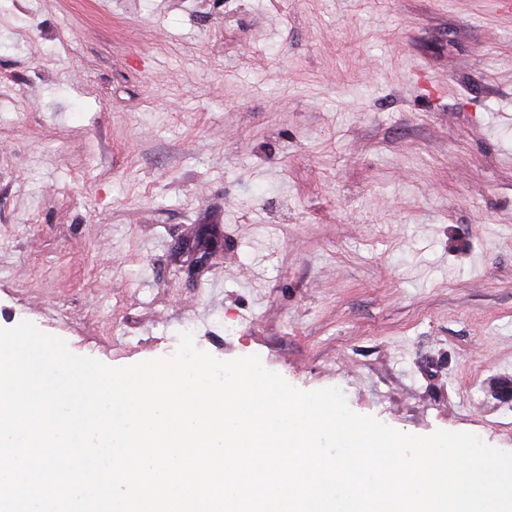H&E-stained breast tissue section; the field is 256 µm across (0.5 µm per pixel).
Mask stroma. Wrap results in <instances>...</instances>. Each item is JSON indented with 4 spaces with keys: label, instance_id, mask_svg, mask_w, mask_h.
Returning a JSON list of instances; mask_svg holds the SVG:
<instances>
[{
    "label": "stroma",
    "instance_id": "stroma-1",
    "mask_svg": "<svg viewBox=\"0 0 512 512\" xmlns=\"http://www.w3.org/2000/svg\"><path fill=\"white\" fill-rule=\"evenodd\" d=\"M180 335L512 451L501 0H0V328Z\"/></svg>",
    "mask_w": 512,
    "mask_h": 512
}]
</instances>
